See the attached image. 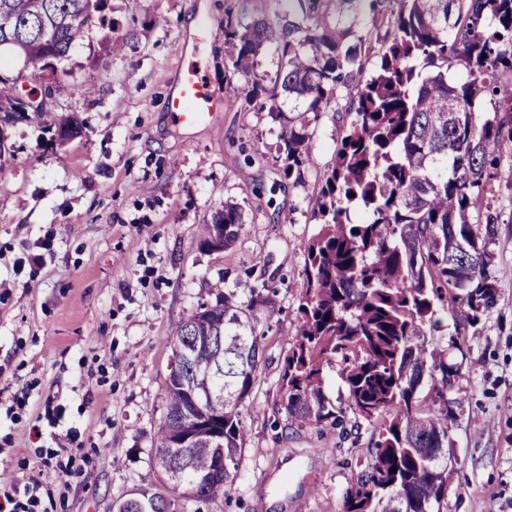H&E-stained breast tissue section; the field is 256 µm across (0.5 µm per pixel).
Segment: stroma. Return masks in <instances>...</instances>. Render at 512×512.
<instances>
[{
	"label": "stroma",
	"instance_id": "1",
	"mask_svg": "<svg viewBox=\"0 0 512 512\" xmlns=\"http://www.w3.org/2000/svg\"><path fill=\"white\" fill-rule=\"evenodd\" d=\"M275 20L281 0H105L43 82L69 89L50 111L6 127L0 152V498L28 512H112L157 484L155 431L165 412L172 326L211 301L214 285L244 301L276 292L264 354L241 407L247 439L237 476L204 512H337L373 428L283 430L280 373L296 333L315 199L342 129L325 112L308 133L302 181L277 159L280 124L225 90L224 11ZM128 38L109 54L110 34ZM197 66L221 100L208 120L165 109L179 71ZM80 137L55 139L60 118ZM487 199L500 219L488 251L497 302L477 326L445 315L454 410L447 512H512V148ZM239 204L230 248L201 246L204 224Z\"/></svg>",
	"mask_w": 512,
	"mask_h": 512
}]
</instances>
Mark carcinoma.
I'll return each mask as SVG.
<instances>
[{"label":"carcinoma","instance_id":"obj_1","mask_svg":"<svg viewBox=\"0 0 512 512\" xmlns=\"http://www.w3.org/2000/svg\"><path fill=\"white\" fill-rule=\"evenodd\" d=\"M274 22L227 10L224 40L240 91L281 124L278 160L302 180L314 163L308 128L333 112L343 133L321 181L307 247L298 325L280 375L284 429L315 426L358 435L374 428L368 464L352 476L339 512H442L448 495V377L459 372L436 337L440 309L466 307L476 326L493 308L489 239L500 216L482 211L512 142V0H294ZM104 0H0V47L30 64L59 60L82 40ZM381 43L364 77L371 40ZM268 44L274 74H258ZM65 88L0 75V101ZM346 103H341V100ZM74 118L57 135L76 138ZM485 214V221L476 217ZM241 210L224 204L202 246L230 247ZM276 302L218 292L173 329L187 352L166 382V414L152 463L177 485L151 498L128 494L115 512H190L224 493L237 474L245 427L240 407L263 355L260 319ZM343 397L325 393L329 372ZM187 429L189 444L176 446Z\"/></svg>","mask_w":512,"mask_h":512}]
</instances>
